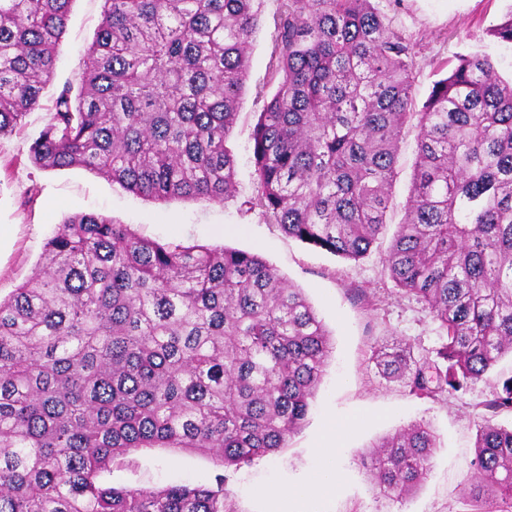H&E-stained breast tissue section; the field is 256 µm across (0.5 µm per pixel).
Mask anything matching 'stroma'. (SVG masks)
I'll return each instance as SVG.
<instances>
[{
  "instance_id": "obj_1",
  "label": "stroma",
  "mask_w": 512,
  "mask_h": 512,
  "mask_svg": "<svg viewBox=\"0 0 512 512\" xmlns=\"http://www.w3.org/2000/svg\"><path fill=\"white\" fill-rule=\"evenodd\" d=\"M392 28L415 47L412 109L421 111L434 82L458 56L489 54L503 76L512 75V46L490 34L512 10V0H374ZM102 0H74L52 81L41 106L0 138V297L9 296L33 273L58 224L78 213L102 214L138 236L183 246H225L252 252L301 288L331 334L334 352L324 369L311 413L287 448L239 469L210 457L168 448L143 449L113 465L115 487L177 484L224 490L237 512H471L463 489L476 474L475 439L482 402L495 377L439 400L412 395L397 382L375 377L368 366L376 341L407 340L416 352L440 348L439 322L416 296L401 293L388 278L384 258L411 186L420 130L409 120L401 134L388 224L371 253L354 262L288 237L264 218L256 196L253 127L276 92L279 76L275 23L282 0H257L260 23L249 49V67L239 114L228 140L235 162V190L224 202L204 198L154 201L82 167L44 170L29 159V147L48 123L63 87L79 88L87 48L102 13ZM415 420L439 438L427 481L401 505L380 497L359 456L397 427ZM336 423L327 433V423ZM334 449L340 472L336 492L321 498L300 489Z\"/></svg>"
}]
</instances>
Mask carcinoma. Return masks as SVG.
Instances as JSON below:
<instances>
[{"label": "carcinoma", "mask_w": 512, "mask_h": 512, "mask_svg": "<svg viewBox=\"0 0 512 512\" xmlns=\"http://www.w3.org/2000/svg\"><path fill=\"white\" fill-rule=\"evenodd\" d=\"M73 0H0V138L51 81ZM254 0H103L83 81L58 94L29 148L158 201L222 202L226 146L258 25ZM512 45V10L491 29ZM277 91L252 133L255 205L288 236L365 257L386 226L401 132L420 136L405 217L385 257L394 287L444 332L436 355L374 347L378 375L437 400L512 358V79L461 55L411 111L414 47L372 0H283ZM330 335L301 289L261 257L137 236L107 216L57 226L41 263L0 299V512H237L214 487L115 488L101 476L144 448L239 468L306 421ZM475 442L468 495L512 512V375ZM438 439L414 421L360 463L401 503Z\"/></svg>", "instance_id": "carcinoma-1"}]
</instances>
